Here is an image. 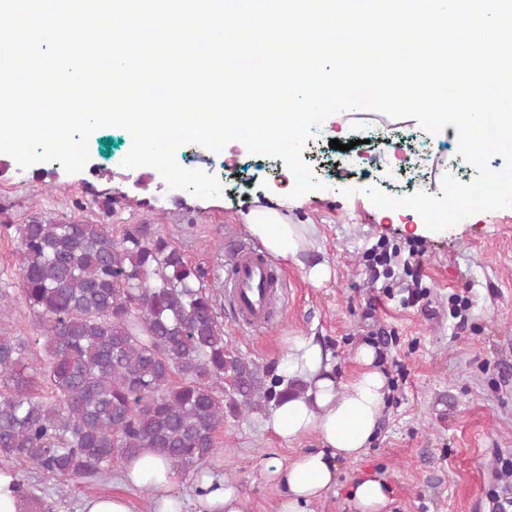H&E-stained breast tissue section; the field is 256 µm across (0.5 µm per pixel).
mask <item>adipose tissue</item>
I'll return each instance as SVG.
<instances>
[{
  "instance_id": "adipose-tissue-1",
  "label": "adipose tissue",
  "mask_w": 512,
  "mask_h": 512,
  "mask_svg": "<svg viewBox=\"0 0 512 512\" xmlns=\"http://www.w3.org/2000/svg\"><path fill=\"white\" fill-rule=\"evenodd\" d=\"M245 229L281 260L299 264L309 251L307 225L289 223L276 208L250 210ZM353 360L358 369L345 380L331 352L314 337L289 339L279 373L288 380L301 379L305 389L275 404L268 425L284 441L313 435L318 445L286 463L276 458L264 462L265 479L279 491L276 512H314V503L335 486L340 461L358 459L369 448L391 389L374 346H358ZM119 481L151 490L152 512H186L174 492L177 473L172 464L151 451L124 461ZM196 488L195 512H251L248 497L224 476L205 472ZM389 495L386 480L376 474L357 477L348 488L355 512H387Z\"/></svg>"
}]
</instances>
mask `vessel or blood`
<instances>
[{
    "instance_id": "vessel-or-blood-1",
    "label": "vessel or blood",
    "mask_w": 512,
    "mask_h": 512,
    "mask_svg": "<svg viewBox=\"0 0 512 512\" xmlns=\"http://www.w3.org/2000/svg\"><path fill=\"white\" fill-rule=\"evenodd\" d=\"M224 306L235 320L252 329L268 327L286 286L263 251L246 244L228 252L225 259Z\"/></svg>"
}]
</instances>
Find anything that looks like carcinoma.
<instances>
[{
    "label": "carcinoma",
    "instance_id": "1",
    "mask_svg": "<svg viewBox=\"0 0 512 512\" xmlns=\"http://www.w3.org/2000/svg\"><path fill=\"white\" fill-rule=\"evenodd\" d=\"M6 228L44 353L32 366L29 342L0 332V460L20 466L0 472L20 496L36 498L37 479L104 480L146 449L199 469L222 451L224 409L300 390L227 351L207 271L154 225L118 237L85 221Z\"/></svg>",
    "mask_w": 512,
    "mask_h": 512
}]
</instances>
